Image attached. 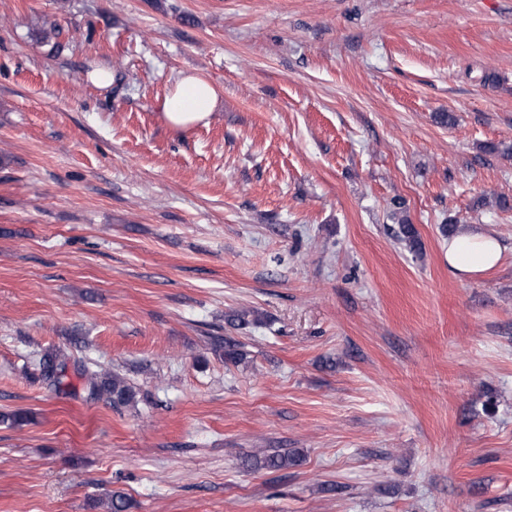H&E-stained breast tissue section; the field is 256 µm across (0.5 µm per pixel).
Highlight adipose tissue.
<instances>
[{"instance_id": "obj_1", "label": "adipose tissue", "mask_w": 512, "mask_h": 512, "mask_svg": "<svg viewBox=\"0 0 512 512\" xmlns=\"http://www.w3.org/2000/svg\"><path fill=\"white\" fill-rule=\"evenodd\" d=\"M216 101V91L209 82L186 76L165 99L163 116L168 126L184 129L208 119ZM502 254L501 241L480 227L448 240V268L461 278L484 274L497 265Z\"/></svg>"}]
</instances>
